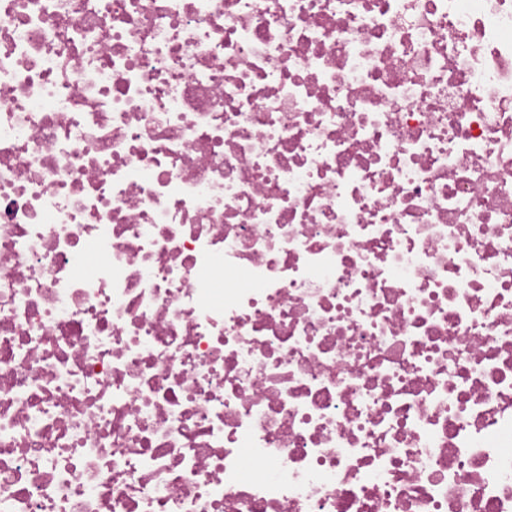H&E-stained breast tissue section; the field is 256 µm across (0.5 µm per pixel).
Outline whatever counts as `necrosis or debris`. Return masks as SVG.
Segmentation results:
<instances>
[{"instance_id":"4bbe7bcc","label":"necrosis or debris","mask_w":512,"mask_h":512,"mask_svg":"<svg viewBox=\"0 0 512 512\" xmlns=\"http://www.w3.org/2000/svg\"><path fill=\"white\" fill-rule=\"evenodd\" d=\"M0 512H512V0H0Z\"/></svg>"}]
</instances>
